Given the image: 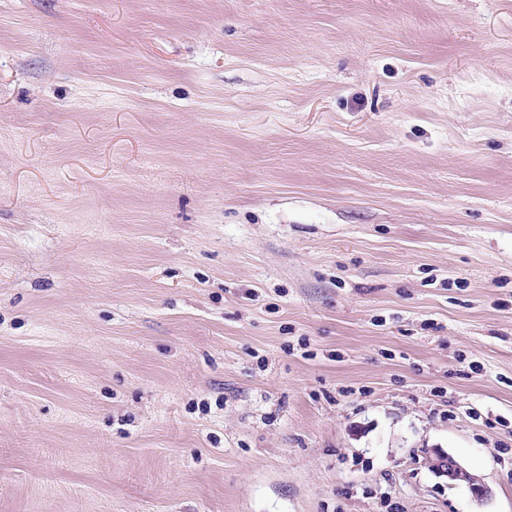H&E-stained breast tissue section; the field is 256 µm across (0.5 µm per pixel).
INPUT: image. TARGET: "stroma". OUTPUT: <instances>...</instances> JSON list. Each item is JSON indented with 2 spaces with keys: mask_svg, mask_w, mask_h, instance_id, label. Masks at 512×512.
Here are the masks:
<instances>
[{
  "mask_svg": "<svg viewBox=\"0 0 512 512\" xmlns=\"http://www.w3.org/2000/svg\"><path fill=\"white\" fill-rule=\"evenodd\" d=\"M0 512H512V0H0ZM434 470L439 476L448 477L452 482H464L468 484L472 495L483 502L490 496L488 487L470 475L465 468L452 456L440 454L434 463Z\"/></svg>",
  "mask_w": 512,
  "mask_h": 512,
  "instance_id": "obj_1",
  "label": "stroma"
}]
</instances>
